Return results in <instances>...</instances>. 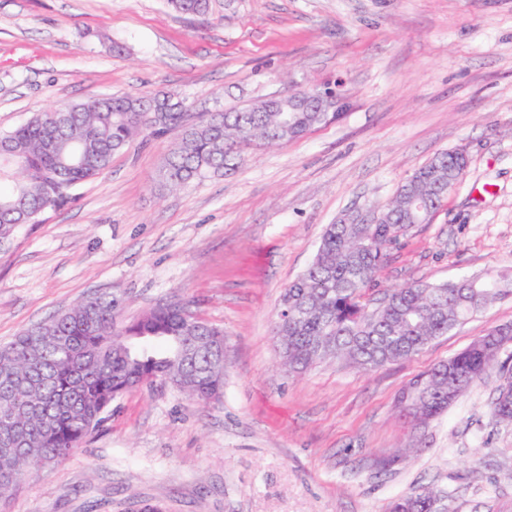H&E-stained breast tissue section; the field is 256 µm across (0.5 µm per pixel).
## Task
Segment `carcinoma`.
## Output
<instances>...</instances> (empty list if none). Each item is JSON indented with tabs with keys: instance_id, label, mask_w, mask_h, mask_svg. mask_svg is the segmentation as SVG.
Here are the masks:
<instances>
[{
	"instance_id": "cac0c4a2",
	"label": "carcinoma",
	"mask_w": 512,
	"mask_h": 512,
	"mask_svg": "<svg viewBox=\"0 0 512 512\" xmlns=\"http://www.w3.org/2000/svg\"><path fill=\"white\" fill-rule=\"evenodd\" d=\"M168 2L195 15L210 9V0ZM188 117V107L168 96L109 95L63 102L5 133L16 158L0 161V238L67 202L137 137L180 130L161 169L162 184L173 191L236 168L254 142L286 144L339 113L290 112L285 96L278 103L202 113L193 123ZM49 140L55 142L50 154L43 149ZM465 167L455 150L436 154L399 187L365 237L349 218L326 226L312 262L282 294L275 335L288 372L302 374L327 361L370 371L409 359L508 292L502 277L489 271L397 288L379 306L362 300L390 245L423 220L419 205L441 207ZM123 309V297L95 293L0 346L1 503L79 449L107 420L112 401L136 383L167 381L204 403L221 398L224 358L216 346L224 343V330L178 303L158 304L129 322L121 321ZM511 343L512 323L498 325L423 373L404 406L408 418L425 423L456 401L448 398V369L478 378L497 365L503 382L490 411L512 427V366L498 362ZM440 499L424 489L393 507L435 512Z\"/></svg>"
}]
</instances>
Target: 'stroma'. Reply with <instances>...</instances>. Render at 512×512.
<instances>
[{
  "label": "stroma",
  "mask_w": 512,
  "mask_h": 512,
  "mask_svg": "<svg viewBox=\"0 0 512 512\" xmlns=\"http://www.w3.org/2000/svg\"><path fill=\"white\" fill-rule=\"evenodd\" d=\"M335 81V122L248 149L228 175L167 191L158 169L177 131L137 139L0 240V345L97 292L124 296L127 320L178 298L224 329L220 400L133 389L0 512H389L423 488L444 492L442 512H512V427L490 414L498 371L426 427L396 411L418 375L512 322V296L372 371L290 375L274 335L326 225L387 204L444 150H466L463 180L391 245L369 299L512 274V0H211L201 17L167 0H0V133L105 94L215 112ZM401 448L392 471L374 468Z\"/></svg>",
  "instance_id": "1"
}]
</instances>
